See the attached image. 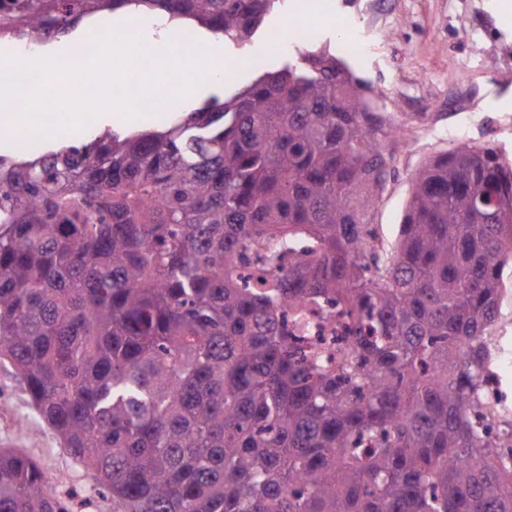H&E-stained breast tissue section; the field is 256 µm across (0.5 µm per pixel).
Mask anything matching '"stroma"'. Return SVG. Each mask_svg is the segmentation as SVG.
I'll use <instances>...</instances> for the list:
<instances>
[{
    "label": "stroma",
    "instance_id": "1",
    "mask_svg": "<svg viewBox=\"0 0 512 512\" xmlns=\"http://www.w3.org/2000/svg\"><path fill=\"white\" fill-rule=\"evenodd\" d=\"M331 21L322 26L313 51L342 54L349 70L385 125L401 124L410 144L390 138L381 144L389 159L384 191L370 222L386 251H393L412 179L430 157L461 142L500 149L512 160V23L497 0H314ZM292 0H282L245 46L226 42L206 29L197 38L233 67L232 77L206 94L186 99L194 111L210 99H228L262 73L275 72L298 53L268 47L274 33L296 18ZM360 34L361 51L343 54V38ZM496 353L491 364L502 396L512 409V284H507L494 327ZM0 448L33 457L73 512H112V499L91 474L62 448L31 405L13 366L0 360Z\"/></svg>",
    "mask_w": 512,
    "mask_h": 512
}]
</instances>
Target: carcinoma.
I'll list each match as a JSON object with an SVG mask.
<instances>
[{
    "instance_id": "cac0c4a2",
    "label": "carcinoma",
    "mask_w": 512,
    "mask_h": 512,
    "mask_svg": "<svg viewBox=\"0 0 512 512\" xmlns=\"http://www.w3.org/2000/svg\"><path fill=\"white\" fill-rule=\"evenodd\" d=\"M275 2L0 0V38L132 8L244 42ZM390 136L308 52L161 131L0 156V358L112 512H512V422L480 423L512 163L426 161L383 259ZM322 298L331 349L281 318ZM0 512L71 508L0 448Z\"/></svg>"
}]
</instances>
